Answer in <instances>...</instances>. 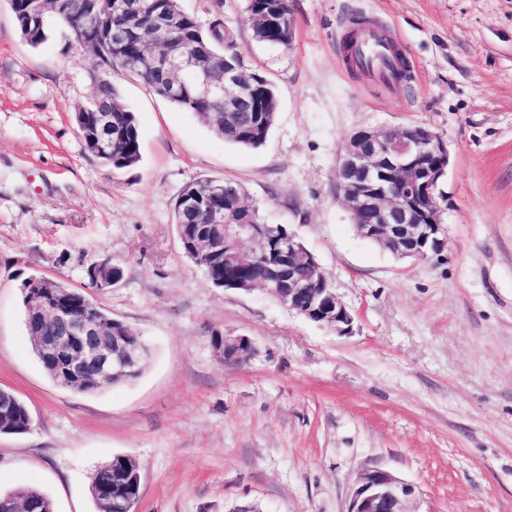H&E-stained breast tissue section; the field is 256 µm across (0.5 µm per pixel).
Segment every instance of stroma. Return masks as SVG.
<instances>
[{
	"label": "stroma",
	"instance_id": "35a3bbf8",
	"mask_svg": "<svg viewBox=\"0 0 512 512\" xmlns=\"http://www.w3.org/2000/svg\"><path fill=\"white\" fill-rule=\"evenodd\" d=\"M221 13L247 71L274 84L265 143L243 149L133 78L142 160L115 172L84 151L73 115L96 60L18 35L0 0V388L31 431L0 433V493L35 487L55 512H96V466H139L136 512H345L359 473L410 485V512H512V0H291L293 39H255L246 0H181ZM382 27L411 79L350 70L351 15ZM419 125L448 145L435 192L446 245L394 258L359 237L336 186L357 129ZM243 186L262 222L286 225L355 314L351 334L262 291L215 288L180 247L173 206L202 179ZM150 347L142 373L96 393L55 385L23 322L36 274L88 288ZM251 339L224 361L215 336Z\"/></svg>",
	"mask_w": 512,
	"mask_h": 512
}]
</instances>
